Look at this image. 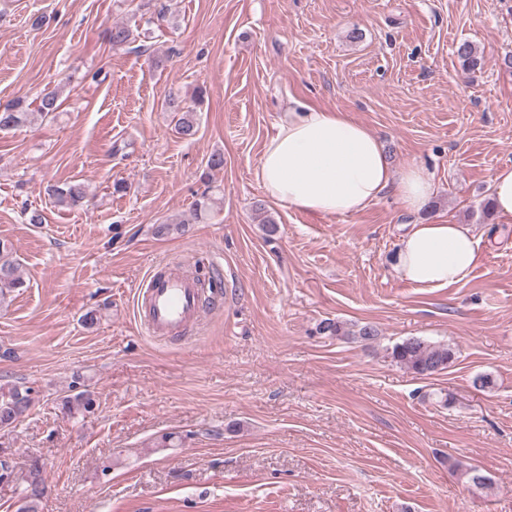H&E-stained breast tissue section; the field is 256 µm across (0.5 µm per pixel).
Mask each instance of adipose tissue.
Instances as JSON below:
<instances>
[{"label": "adipose tissue", "mask_w": 512, "mask_h": 512, "mask_svg": "<svg viewBox=\"0 0 512 512\" xmlns=\"http://www.w3.org/2000/svg\"><path fill=\"white\" fill-rule=\"evenodd\" d=\"M256 178L268 198L319 216L359 213L388 192L404 211L418 212L435 189L431 173L418 164L392 175L382 142L363 124L309 105L289 109L278 124ZM480 261L467 225L431 221L404 234L395 269L418 287L445 288L467 279Z\"/></svg>", "instance_id": "ef3b65f1"}]
</instances>
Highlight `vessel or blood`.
I'll list each match as a JSON object with an SVG mask.
<instances>
[{
  "mask_svg": "<svg viewBox=\"0 0 512 512\" xmlns=\"http://www.w3.org/2000/svg\"><path fill=\"white\" fill-rule=\"evenodd\" d=\"M137 300L146 331L168 336L198 319L202 290L196 277L185 271L153 269L140 284Z\"/></svg>",
  "mask_w": 512,
  "mask_h": 512,
  "instance_id": "1",
  "label": "vessel or blood"
}]
</instances>
